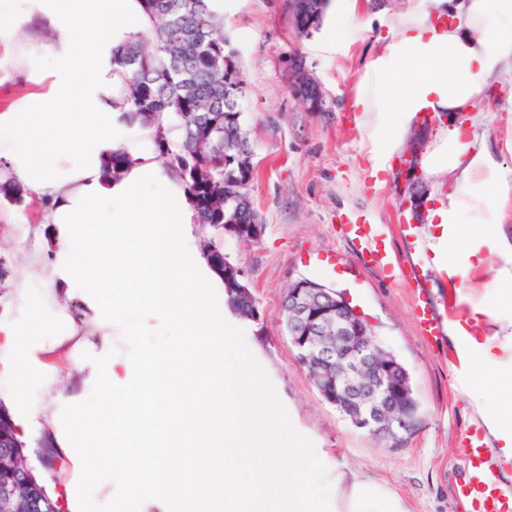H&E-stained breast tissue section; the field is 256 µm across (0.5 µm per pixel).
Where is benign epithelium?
I'll return each mask as SVG.
<instances>
[{
    "label": "benign epithelium",
    "instance_id": "benign-epithelium-1",
    "mask_svg": "<svg viewBox=\"0 0 512 512\" xmlns=\"http://www.w3.org/2000/svg\"><path fill=\"white\" fill-rule=\"evenodd\" d=\"M290 5L295 28L307 33L319 28L323 10L309 7L304 0H290ZM289 70L292 95L308 103L306 92L319 87L318 81L294 63ZM227 199L232 207L224 233L241 240L258 239L261 226L234 223L246 199L240 194ZM207 259L224 274L226 292L246 289L243 270L226 256L213 249ZM283 316L287 335L299 352L298 361L321 396L353 426L394 444L410 432L414 416L407 372L342 293L309 280L295 281L288 288ZM22 484L17 476L12 484L0 486V512H14Z\"/></svg>",
    "mask_w": 512,
    "mask_h": 512
}]
</instances>
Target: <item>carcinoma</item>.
<instances>
[{"label":"carcinoma","instance_id":"obj_1","mask_svg":"<svg viewBox=\"0 0 512 512\" xmlns=\"http://www.w3.org/2000/svg\"><path fill=\"white\" fill-rule=\"evenodd\" d=\"M151 22L148 32L128 37L112 52L113 70L131 77L124 90L120 120L151 131L158 158L168 172L184 183L192 201L209 200L212 207L196 211V220L214 231L215 242L224 238V181L249 188L254 170L230 164L232 154L224 146L251 148L238 112L230 97L241 83L239 67L224 68L229 50L224 40L222 18L211 0H141ZM174 54L185 63L177 70L164 65ZM0 430L7 445H17L11 471H26L29 492L39 493L49 506H56L47 479L35 473L30 451L19 437L7 409L0 410ZM36 450L47 473L55 470V454L47 439Z\"/></svg>","mask_w":512,"mask_h":512}]
</instances>
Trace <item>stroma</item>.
Segmentation results:
<instances>
[{
  "label": "stroma",
  "mask_w": 512,
  "mask_h": 512,
  "mask_svg": "<svg viewBox=\"0 0 512 512\" xmlns=\"http://www.w3.org/2000/svg\"><path fill=\"white\" fill-rule=\"evenodd\" d=\"M419 5L420 0H346L348 30L332 40L327 35L337 22L332 2L319 30L305 37L292 24L290 0H224V32L237 52L245 86L243 126L251 132L255 179L249 194L264 231L259 241L227 236L222 245L244 270L261 313L260 322L248 325L250 356L265 369L271 391L289 407L307 446L326 453L330 467L396 494L405 512H468L452 482L461 467L459 438L480 418L455 380L452 346L444 338L421 336L411 314L412 285L403 274L388 281L362 266L346 233L348 224L360 220L387 225L389 244L403 269L427 270L439 311H447L456 292L482 294L499 285V254L484 253L479 270L454 279L434 267L429 247L411 245L402 232L403 225L417 221L410 193L430 208L452 191L447 175L425 169L417 186H407L398 165L399 157L411 152L419 158L433 147L439 130L448 125L447 114H436L429 126L416 120L407 124L386 171L371 175L373 149L388 119L382 112L361 111L357 98L371 87L370 64L383 54L395 17ZM292 58L302 59L320 82L325 111H308L291 94ZM475 132L495 167L512 177V74L489 90ZM16 211L33 213L34 205L0 199V263L8 271L0 281L1 322L23 317L18 289L39 288L28 277L26 254L35 234H51L47 224L11 223ZM324 250L336 253L345 275L317 261ZM299 279L344 293L409 370L419 419L400 444L353 427L322 399L299 364L282 324L288 288Z\"/></svg>",
  "instance_id": "stroma-1"
}]
</instances>
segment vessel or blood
Listing matches in <instances>:
<instances>
[{
	"mask_svg": "<svg viewBox=\"0 0 512 512\" xmlns=\"http://www.w3.org/2000/svg\"><path fill=\"white\" fill-rule=\"evenodd\" d=\"M351 240L362 263L386 277H393L398 264L388 245L382 224L354 223L349 227ZM426 283H418L412 301V316L422 336L441 339L445 318L433 305ZM461 472L452 490L469 505V512H512V484L505 483L498 471L505 462L486 439L481 428L469 430L460 440Z\"/></svg>",
	"mask_w": 512,
	"mask_h": 512,
	"instance_id": "vessel-or-blood-1",
	"label": "vessel or blood"
}]
</instances>
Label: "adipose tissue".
I'll list each match as a JSON object with an SVG mask.
<instances>
[{
  "label": "adipose tissue",
  "mask_w": 512,
  "mask_h": 512,
  "mask_svg": "<svg viewBox=\"0 0 512 512\" xmlns=\"http://www.w3.org/2000/svg\"><path fill=\"white\" fill-rule=\"evenodd\" d=\"M434 13L447 15V29L430 24ZM149 28L140 0H0V71L28 85L0 109V184L28 191L40 223L57 228L54 248L37 240L28 253L31 274L46 283L41 297L0 324L17 428L38 426L42 403L55 404L53 450L75 472L57 487L67 512H401L373 482L325 468L294 432L240 350L224 279L188 234L194 211L183 185L114 137L125 80L112 71V49ZM508 72L512 0H427L422 13L400 16L373 64V90L359 100L363 111L391 113L398 128L424 108L447 113L423 164L456 181L449 204L428 215L440 229L433 263L451 275L479 269L481 246L496 242L476 244L472 227L485 221L490 189L506 182L467 117ZM116 153L131 162L115 178ZM508 306L511 288L489 294L468 323L449 320L448 336L465 393L499 453L512 457ZM133 311L160 314L163 337L115 356L112 333ZM72 340L92 377L82 392L51 391L48 361ZM131 392L152 399L133 404ZM111 446L103 479L83 459ZM325 485L335 499L321 497Z\"/></svg>",
  "instance_id": "1"
}]
</instances>
